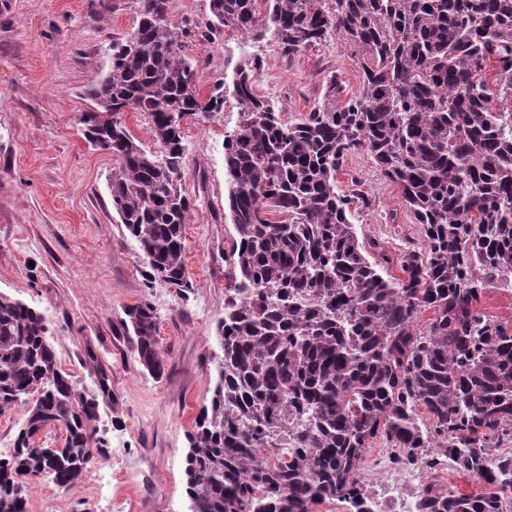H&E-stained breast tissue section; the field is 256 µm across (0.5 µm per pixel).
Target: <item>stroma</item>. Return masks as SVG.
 I'll list each match as a JSON object with an SVG mask.
<instances>
[{
	"instance_id": "1",
	"label": "stroma",
	"mask_w": 512,
	"mask_h": 512,
	"mask_svg": "<svg viewBox=\"0 0 512 512\" xmlns=\"http://www.w3.org/2000/svg\"><path fill=\"white\" fill-rule=\"evenodd\" d=\"M140 0H0V292L47 320L60 369L79 389L100 396L95 427L105 442L91 464L94 478L70 486L41 479L28 491L27 512H190L184 491L186 434L211 396L221 354L215 326L224 317V288L233 270L232 224L224 217V137L238 114L229 92L248 46L225 29L210 34V0H169L168 16L184 27L183 54L195 65L200 98L216 86L224 110L183 124L188 145L183 187L193 207L185 236V270L193 288L149 283L139 247L112 207L114 162L82 135L95 86L113 40L133 31ZM257 91L293 121L322 100L336 74L346 95L362 87V56L342 39L283 58L274 43ZM361 182L369 208L355 225L360 240L377 239L394 254L422 247L423 234L400 189L358 151L345 157L337 186ZM151 304L158 316L163 373L150 374L123 328L125 311ZM139 464L134 484L114 482L119 460Z\"/></svg>"
}]
</instances>
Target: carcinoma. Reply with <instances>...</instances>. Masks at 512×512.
<instances>
[{
  "instance_id": "cac0c4a2",
  "label": "carcinoma",
  "mask_w": 512,
  "mask_h": 512,
  "mask_svg": "<svg viewBox=\"0 0 512 512\" xmlns=\"http://www.w3.org/2000/svg\"><path fill=\"white\" fill-rule=\"evenodd\" d=\"M168 2L141 0L137 27L109 45L82 134L114 160L112 207L148 281L181 291L192 287L191 206L173 117L222 112L224 92L199 97ZM264 2L262 16L256 0H210L212 32L270 36L288 58L340 37L363 56V84L340 103L329 76L321 103L286 123L257 93L262 58L237 69L238 123L224 136L234 273L211 398L187 433L186 495L195 512H309L324 501L364 512L361 462L381 439L398 467L426 460L423 512H512V481H497L512 456L488 453L512 437V325L480 309L512 279V0ZM126 111L148 115L151 145ZM355 150L400 187L424 249L394 258L359 240L355 216L370 199L356 179L341 193L336 178ZM394 264L400 276H383ZM126 316L141 364L161 375L156 310L141 303ZM47 333L42 314L0 292V414L30 404L0 459V512H26L25 478L70 485L102 448L98 400L60 370ZM47 427L64 431L63 447L31 442ZM436 454L494 491L446 487Z\"/></svg>"
}]
</instances>
